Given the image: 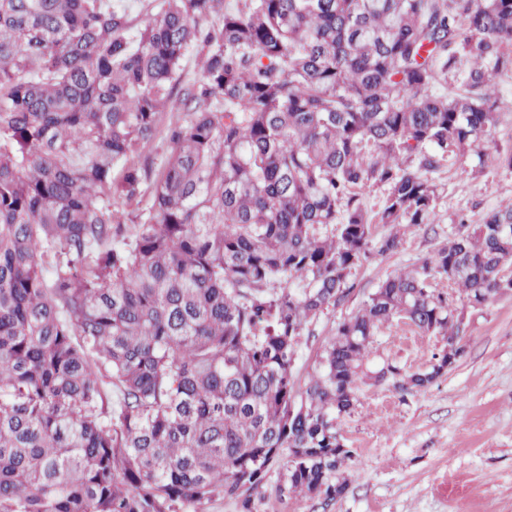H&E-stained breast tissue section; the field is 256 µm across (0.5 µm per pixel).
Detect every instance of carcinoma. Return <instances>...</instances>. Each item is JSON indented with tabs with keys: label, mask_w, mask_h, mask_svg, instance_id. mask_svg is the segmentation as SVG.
<instances>
[{
	"label": "carcinoma",
	"mask_w": 512,
	"mask_h": 512,
	"mask_svg": "<svg viewBox=\"0 0 512 512\" xmlns=\"http://www.w3.org/2000/svg\"><path fill=\"white\" fill-rule=\"evenodd\" d=\"M201 75L179 89L189 46ZM512 0H0V512H187L222 496L339 499L336 419L380 326L463 356L440 277L511 288L512 203L395 273L297 391L304 331L348 291L373 224H432L448 158L486 150ZM157 175L135 162L172 97ZM387 187L381 209L364 194ZM150 195L135 215L114 206Z\"/></svg>",
	"instance_id": "cac0c4a2"
}]
</instances>
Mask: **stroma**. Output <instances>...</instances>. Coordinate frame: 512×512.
<instances>
[{"label": "stroma", "mask_w": 512, "mask_h": 512, "mask_svg": "<svg viewBox=\"0 0 512 512\" xmlns=\"http://www.w3.org/2000/svg\"><path fill=\"white\" fill-rule=\"evenodd\" d=\"M434 223L401 227L391 253L371 252L349 276L351 291L305 331L292 372L305 386L338 322L357 312L394 271L411 270L457 232L458 214L471 223L512 201V171L476 153L450 159ZM463 319L464 355L427 390L403 395L374 375L392 363L413 372L448 348L396 320L378 330L363 364L358 401L336 428L354 452L348 487L331 505L308 497L281 498L269 479L257 512H512V292L472 306L454 295Z\"/></svg>", "instance_id": "obj_1"}]
</instances>
